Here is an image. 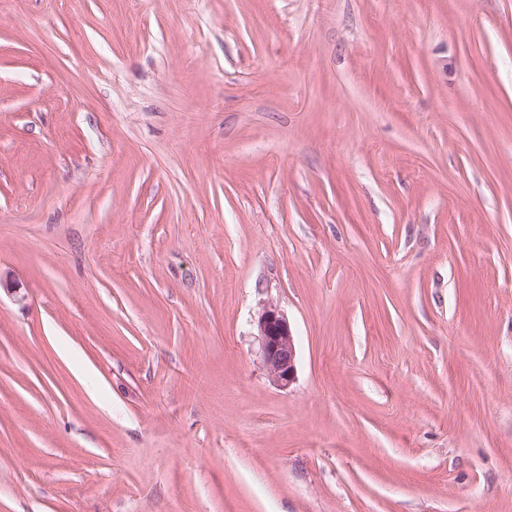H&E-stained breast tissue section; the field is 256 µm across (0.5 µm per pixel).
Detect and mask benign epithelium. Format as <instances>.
I'll use <instances>...</instances> for the list:
<instances>
[{
  "label": "benign epithelium",
  "mask_w": 512,
  "mask_h": 512,
  "mask_svg": "<svg viewBox=\"0 0 512 512\" xmlns=\"http://www.w3.org/2000/svg\"><path fill=\"white\" fill-rule=\"evenodd\" d=\"M257 328L269 378L279 387H289L297 377V347L288 320L276 307L269 306L259 317Z\"/></svg>",
  "instance_id": "benign-epithelium-1"
}]
</instances>
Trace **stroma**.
Listing matches in <instances>:
<instances>
[{
    "mask_svg": "<svg viewBox=\"0 0 512 512\" xmlns=\"http://www.w3.org/2000/svg\"><path fill=\"white\" fill-rule=\"evenodd\" d=\"M0 512H512V0H0ZM257 328L269 378L279 387H289L297 377V347L288 320L276 307L269 306L259 317Z\"/></svg>",
    "mask_w": 512,
    "mask_h": 512,
    "instance_id": "stroma-1",
    "label": "stroma"
}]
</instances>
